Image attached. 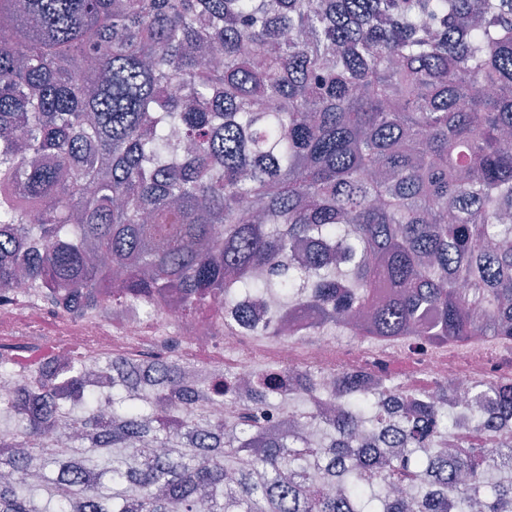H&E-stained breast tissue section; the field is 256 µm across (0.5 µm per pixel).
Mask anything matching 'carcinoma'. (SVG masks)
<instances>
[{
  "label": "carcinoma",
  "mask_w": 512,
  "mask_h": 512,
  "mask_svg": "<svg viewBox=\"0 0 512 512\" xmlns=\"http://www.w3.org/2000/svg\"><path fill=\"white\" fill-rule=\"evenodd\" d=\"M21 277L74 319L512 338V0H0V298ZM212 377L67 359L0 391V512H512L482 478L512 435L448 452L446 387L382 384L392 429L343 374L302 431L314 378ZM467 408L512 421V383Z\"/></svg>",
  "instance_id": "1"
}]
</instances>
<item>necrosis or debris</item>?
I'll list each match as a JSON object with an SVG mask.
<instances>
[{"mask_svg": "<svg viewBox=\"0 0 512 512\" xmlns=\"http://www.w3.org/2000/svg\"><path fill=\"white\" fill-rule=\"evenodd\" d=\"M45 326L55 331L52 345L45 350L29 348L32 332ZM210 329L208 320L188 324L179 312L167 308L118 321L89 312L70 321L53 314L27 283L18 284L0 301V352L12 353L14 379L23 384L38 375L46 360L59 355L141 363L162 352L172 336L177 339L173 354L180 361L242 375L260 365L288 374L307 372L326 381L352 373L359 375L367 391L376 390L379 381L388 378L406 389L426 390L440 382L463 391L479 384L512 382L511 340L423 345L412 337L367 339L336 334L292 336L283 341L249 335L243 326L234 335L221 337L212 336Z\"/></svg>", "mask_w": 512, "mask_h": 512, "instance_id": "necrosis-or-debris-1", "label": "necrosis or debris"}]
</instances>
